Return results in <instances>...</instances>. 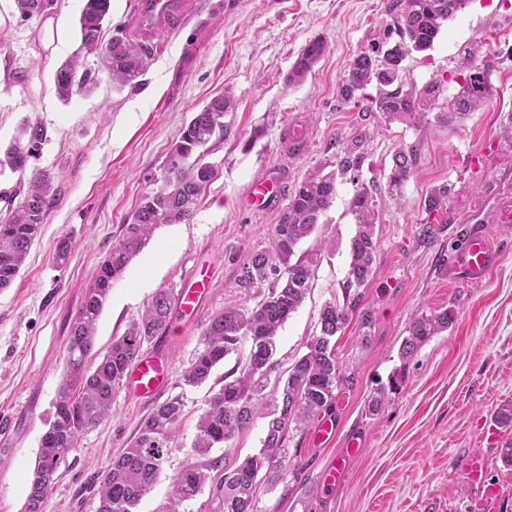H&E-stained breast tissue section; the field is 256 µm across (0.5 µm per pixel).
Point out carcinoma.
I'll list each match as a JSON object with an SVG mask.
<instances>
[{
	"instance_id": "obj_1",
	"label": "carcinoma",
	"mask_w": 512,
	"mask_h": 512,
	"mask_svg": "<svg viewBox=\"0 0 512 512\" xmlns=\"http://www.w3.org/2000/svg\"><path fill=\"white\" fill-rule=\"evenodd\" d=\"M53 0H14L20 17L40 15L52 7ZM470 0H382L385 22L378 31V43L370 51L356 55L339 89L344 100L355 98L371 83L378 86L371 111L389 120L406 116L425 117L438 102L439 85L421 88L402 80L403 63L413 52L430 50L444 23L464 10ZM111 10V0H85L80 15L81 45L96 54L112 83L124 87L141 77L151 52L140 42L122 38L103 41V29ZM327 51V44L314 40L298 54L286 83L301 84ZM466 75L459 91L440 105L441 122L453 129L472 110L491 100L496 88L490 69L479 62L478 50L465 52ZM97 84L95 72L78 70L69 60L55 73L58 97L68 101L74 93ZM233 102L224 95L212 98L195 112L172 143L167 155L162 184L144 196L122 240L106 253L96 279L89 288L82 308L72 326L66 349V369L48 429L41 438L30 491L23 512H43L44 501L65 453L75 447L79 437L111 413L112 401L123 387L128 369L144 344L162 334L169 326L174 293L159 290L140 318L121 336L112 339L105 353L89 365L95 348L98 317L112 289L131 260L139 254L151 232L160 224L189 222L205 187L218 172L205 165L206 145L224 131V115ZM47 141L46 130L38 124H24L17 138L0 148V169L27 175L22 198L10 207L8 217L0 221V290L9 287L21 272L30 248L45 223L50 205L60 194L49 169L29 168V162L41 156ZM358 142L351 143L338 157V172L316 174L304 181L288 198L279 221L272 226L271 244L251 249L243 257L236 281L243 304L216 312L202 332V350L182 374L186 386L206 382L213 370L231 354L237 359L224 373V385L208 400L198 416L194 448L199 453L226 444L242 434L257 418L267 419L262 448L255 455L224 473L211 484L210 491L223 504L224 512H254V495L259 473L271 486L286 479L290 470L287 435L302 431L335 398L356 384L355 374L340 366L336 355V335L351 320H356L368 339L374 320L371 311L359 308L362 294L373 276L379 249L375 235L377 203L402 198L405 183L414 175L417 156L412 149L396 152L386 184L370 191L360 186L350 202L356 232L350 241V264L346 303H326L318 314V332L308 337L306 353L289 369L282 388L265 393L272 367L278 329L303 304L310 289L318 253L295 256L298 245L313 232L336 197V175L359 171L362 155ZM450 188L443 185L429 194L425 207L439 210L448 205ZM455 321L452 309L435 310L412 319L408 336L401 345L400 357L408 361L431 338L448 330ZM250 347L239 353L242 342ZM396 375L376 389L368 403V412L377 415L400 387ZM182 399L172 397L155 406L143 420L137 436L101 479L97 512H135V508L154 485L174 440L182 415ZM208 476L194 464L185 466L175 478L176 500H188L205 487Z\"/></svg>"
}]
</instances>
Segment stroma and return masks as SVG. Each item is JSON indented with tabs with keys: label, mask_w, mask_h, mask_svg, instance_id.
Listing matches in <instances>:
<instances>
[{
	"label": "stroma",
	"mask_w": 512,
	"mask_h": 512,
	"mask_svg": "<svg viewBox=\"0 0 512 512\" xmlns=\"http://www.w3.org/2000/svg\"><path fill=\"white\" fill-rule=\"evenodd\" d=\"M83 5L68 0L48 47L42 43L45 16L15 15L0 28V146L14 140L22 122L41 123L48 141L36 165L51 170L62 187L19 276L0 290V512L23 510L71 328L102 258L122 239L153 183L162 182L167 152L193 112L222 94L234 109L206 156L218 176L190 223L154 231L113 282L97 323L95 349L102 352L159 290H179L193 263L210 273L213 286L199 317L170 336L165 395L180 397L183 412L162 471L136 512H164L171 504L177 512H222L206 489L177 502L175 475L192 463L216 481L261 448L262 419L207 454L193 448L197 417L234 358L198 387L183 386L181 375L202 348L209 317L242 304L240 261L246 251L268 247L279 219L275 211L242 207L249 182L277 169L285 176V194H292L307 177L334 171L338 156L358 137L364 140L359 181L338 179L332 207L301 245L320 248L321 256L304 304L278 332L270 382L286 377L305 353L321 307L344 297L356 230L349 207L358 184L383 186L393 154L411 148L417 168L401 201L378 206L380 248L361 301L374 325L365 335L352 322L336 336L340 363L355 371L357 383L327 409L338 426L335 439L317 446L311 433H291L288 450L303 471L272 488L258 484L255 512H512V467L501 460L505 433L495 421L497 409L512 402V224L497 220L498 207L512 201V0H470L444 24L431 50L404 62L405 81L438 83L445 100L459 89L464 48L480 44L497 93L454 129L433 116L384 121L371 109L373 84L356 100L341 99L352 59L375 41L382 0H192L184 24L155 40L137 86L122 89L81 48ZM316 39L327 43V54L303 84L286 88L298 52ZM74 57L95 70L97 84L64 102L54 75ZM18 69L28 70L27 82L14 81ZM294 122L309 135L297 151L288 146ZM257 127L264 130L258 139L252 136ZM444 184L450 188L447 208L426 211L431 189ZM426 224L433 238L421 237ZM473 224L483 226L500 254L490 279L480 284L448 276V263ZM65 236L73 247L61 269L52 254ZM446 308L456 312L453 326L402 361L399 348L410 321ZM396 373L403 376L398 392L384 411L369 415L371 395ZM154 406L119 391L110 417L65 454L44 512H96L102 476ZM355 437L364 446L347 454ZM476 456L484 461V480L473 484L466 467ZM338 461L346 476L325 487L319 475ZM488 484L498 490L491 503L484 497Z\"/></svg>",
	"instance_id": "obj_1"
}]
</instances>
